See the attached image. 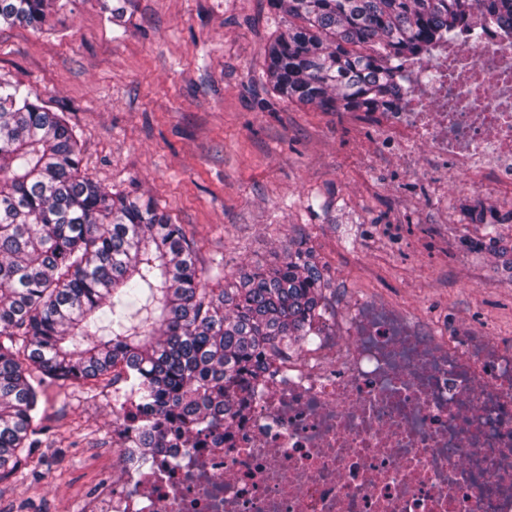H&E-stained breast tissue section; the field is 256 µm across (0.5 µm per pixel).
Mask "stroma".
Returning a JSON list of instances; mask_svg holds the SVG:
<instances>
[{"label":"stroma","instance_id":"obj_1","mask_svg":"<svg viewBox=\"0 0 512 512\" xmlns=\"http://www.w3.org/2000/svg\"><path fill=\"white\" fill-rule=\"evenodd\" d=\"M267 0H131L122 28L100 0H69L42 30L0 27V80L37 92L80 137L81 173L150 201L225 274L306 237L328 297L381 293L424 313L512 329V275L460 212L478 188L450 181L447 207L408 192L380 130L352 112L274 101ZM124 383L68 382L41 423L46 474L5 481L0 512H83L120 462L113 409Z\"/></svg>","mask_w":512,"mask_h":512}]
</instances>
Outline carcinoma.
Returning <instances> with one entry per match:
<instances>
[{
  "label": "carcinoma",
  "instance_id": "1",
  "mask_svg": "<svg viewBox=\"0 0 512 512\" xmlns=\"http://www.w3.org/2000/svg\"><path fill=\"white\" fill-rule=\"evenodd\" d=\"M58 0H0V26L40 30ZM130 0L102 3L122 26ZM279 99L323 112H397L402 75L476 10L512 26V0H268ZM78 136L39 96L0 81V476L40 445L38 416L67 381L126 383L140 448L230 424L239 391L308 336L325 267L302 238L228 277L198 266L184 226L80 175ZM495 232L494 208L463 206ZM210 280L222 288L207 287Z\"/></svg>",
  "mask_w": 512,
  "mask_h": 512
}]
</instances>
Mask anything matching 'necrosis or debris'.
<instances>
[{
    "label": "necrosis or debris",
    "instance_id": "necrosis-or-debris-1",
    "mask_svg": "<svg viewBox=\"0 0 512 512\" xmlns=\"http://www.w3.org/2000/svg\"><path fill=\"white\" fill-rule=\"evenodd\" d=\"M403 112L365 115L407 172L512 189V32L482 12L404 76ZM230 427L156 448L86 512H512V334L426 318L385 295L324 303Z\"/></svg>",
    "mask_w": 512,
    "mask_h": 512
}]
</instances>
